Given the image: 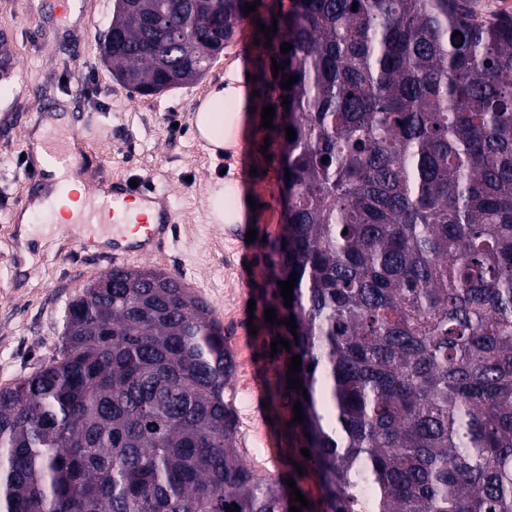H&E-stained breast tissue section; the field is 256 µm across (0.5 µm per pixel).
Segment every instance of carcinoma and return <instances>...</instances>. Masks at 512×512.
Here are the masks:
<instances>
[{"mask_svg":"<svg viewBox=\"0 0 512 512\" xmlns=\"http://www.w3.org/2000/svg\"><path fill=\"white\" fill-rule=\"evenodd\" d=\"M245 2L127 0L112 73L141 95L198 80ZM275 19L261 106L282 113L289 187L268 305L290 350L271 403L289 421L301 404L288 433L329 512H512V18L291 0ZM234 371L177 277L89 282L52 357L0 388V512H289L242 459Z\"/></svg>","mask_w":512,"mask_h":512,"instance_id":"obj_1","label":"carcinoma"}]
</instances>
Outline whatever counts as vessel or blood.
Wrapping results in <instances>:
<instances>
[{"label":"vessel or blood","instance_id":"1","mask_svg":"<svg viewBox=\"0 0 512 512\" xmlns=\"http://www.w3.org/2000/svg\"><path fill=\"white\" fill-rule=\"evenodd\" d=\"M78 138L49 147L48 162L72 176H79L81 152ZM174 222L166 193L157 191L148 178H139L136 185L113 183L111 193L98 201L94 219L78 217L65 226V234L76 247L87 251L97 248L90 225L97 224L112 234L109 258L113 268L124 267L131 259L154 254L166 238Z\"/></svg>","mask_w":512,"mask_h":512}]
</instances>
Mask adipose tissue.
I'll list each match as a JSON object with an SVG mask.
<instances>
[{
  "mask_svg": "<svg viewBox=\"0 0 512 512\" xmlns=\"http://www.w3.org/2000/svg\"><path fill=\"white\" fill-rule=\"evenodd\" d=\"M236 74H228L224 88L212 91L194 115L199 139L210 153H217L229 144L237 129L242 89Z\"/></svg>",
  "mask_w": 512,
  "mask_h": 512,
  "instance_id": "ef3b65f1",
  "label": "adipose tissue"
}]
</instances>
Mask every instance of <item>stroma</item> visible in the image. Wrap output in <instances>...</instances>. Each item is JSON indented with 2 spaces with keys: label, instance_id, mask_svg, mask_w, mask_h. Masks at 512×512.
I'll return each mask as SVG.
<instances>
[{
  "label": "stroma",
  "instance_id": "1",
  "mask_svg": "<svg viewBox=\"0 0 512 512\" xmlns=\"http://www.w3.org/2000/svg\"><path fill=\"white\" fill-rule=\"evenodd\" d=\"M114 4L75 0L62 16L54 0H0V31L13 54L9 75L0 76V387L52 356L67 304L105 271V261L74 246L48 212L18 205L32 190V176L43 171L37 153H23L22 140L42 128L73 131L85 144L84 176L94 188L148 176L167 193L176 215L169 238L132 266L176 276L209 305L235 364L231 393L245 463L280 485L294 479L308 512H326L313 468L296 471L303 457L284 422L264 406L277 373L270 355L275 333L264 320L271 289L267 242L282 232L286 211L280 152L273 130L261 125L256 96L269 76V50L254 39L271 0H260L246 16L244 34L227 43L203 78L153 95L130 91L102 61L100 42ZM231 72L245 93L243 120L233 144L213 156L192 119ZM225 171L239 185L247 222L209 218L207 190ZM25 212L33 234L22 239L12 223ZM251 228L258 238L250 243Z\"/></svg>",
  "mask_w": 512,
  "mask_h": 512
}]
</instances>
